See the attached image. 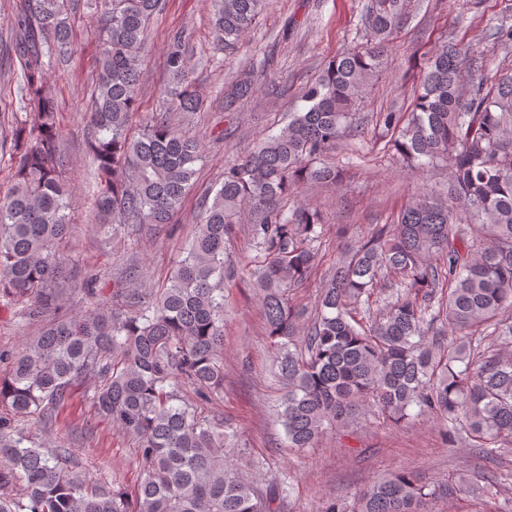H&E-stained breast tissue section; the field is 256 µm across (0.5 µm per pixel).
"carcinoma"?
Instances as JSON below:
<instances>
[{
  "label": "carcinoma",
  "instance_id": "obj_1",
  "mask_svg": "<svg viewBox=\"0 0 512 512\" xmlns=\"http://www.w3.org/2000/svg\"><path fill=\"white\" fill-rule=\"evenodd\" d=\"M272 0H212V26L230 52ZM163 0H94L101 51L89 123L101 180L102 226L169 224L192 186L199 142L163 113L132 132L142 52ZM408 0H368L359 26L368 44L344 49L302 95L279 132L224 164L203 202L183 257L157 290L133 288L125 308L72 315L42 327L0 378V512H280V479L264 484L230 459L233 426L201 417L183 398L207 402L224 389L225 245L237 221L261 260L253 272L285 393L278 411L290 448H312L329 428L375 409L393 423L431 417L451 444L512 453V74L464 84L470 49L444 41L427 60L411 111L381 112L376 126L396 160L448 170V198L420 197L353 250L336 258L314 315L288 293L311 277L322 213L283 197L302 183L337 185L341 162L323 158L357 123ZM68 0H17L14 49L24 63L10 151L13 186L0 200V291L35 319L61 300L59 245L72 221L62 175L57 102L47 67L70 55ZM185 31L166 38L167 90L183 112L199 99L187 80ZM254 70L224 88V109L251 96ZM490 336L495 348L482 347ZM112 428L138 443L143 477L134 496L89 479L70 449L24 445L15 416L50 427L77 389ZM477 486L427 484L407 471L376 481L353 512H428ZM15 488L17 497L1 491Z\"/></svg>",
  "mask_w": 512,
  "mask_h": 512
}]
</instances>
